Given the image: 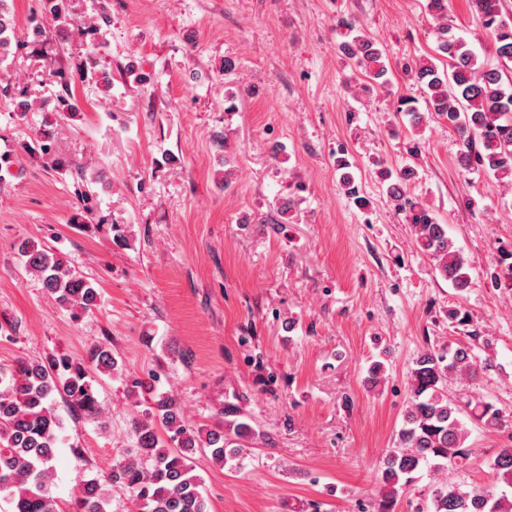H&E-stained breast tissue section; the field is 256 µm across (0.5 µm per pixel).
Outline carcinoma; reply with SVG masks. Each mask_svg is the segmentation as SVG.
Returning a JSON list of instances; mask_svg holds the SVG:
<instances>
[{
    "instance_id": "1",
    "label": "carcinoma",
    "mask_w": 512,
    "mask_h": 512,
    "mask_svg": "<svg viewBox=\"0 0 512 512\" xmlns=\"http://www.w3.org/2000/svg\"><path fill=\"white\" fill-rule=\"evenodd\" d=\"M445 2L428 0L427 4L431 15L440 21L438 51L445 68L416 60L406 64L405 70L427 89V110L446 118L457 134L460 168L512 179V22L504 18L500 0H469L471 9L483 19L485 37L491 40L497 57V65H485L464 40L441 23ZM49 15L62 31L92 36L94 47L110 25L102 4L92 17L80 21L71 13L69 0H56ZM339 26L349 36L341 44L344 55L361 68L370 87L384 85L388 66L383 49L371 38L351 36L356 26L350 19L341 18ZM15 28L7 0H0V65L12 55ZM0 98L8 100L16 112L35 110L34 100L12 82H0ZM54 111L63 118L78 112L68 79L59 81ZM53 145L52 131L40 129L27 149L40 152L60 170L65 162L54 153ZM413 175L414 170L406 167L389 186L395 207L411 224L419 252L435 262L444 279L466 288L470 261L454 248L445 225L433 211L406 194L404 186ZM342 181L346 196L364 207L366 201L352 175L345 171ZM19 254L25 269L41 280L55 303L72 317L79 318L99 305L98 289L57 252L24 242ZM501 254L506 265L502 275L494 276L498 287L512 283V246L502 248ZM489 363L490 359H480L460 342L440 351L427 349L416 359L397 446L379 466L377 512H394L398 499L421 470L448 473L467 459L466 412L486 426L502 423V411L491 402L478 398L464 409L448 398V380L476 385ZM92 364L112 373L111 349L97 343L89 350L87 361L52 354L36 362L19 358L7 368L0 367V499L9 504V512H59L48 491L50 461L62 442L54 402L59 397L84 418L104 426L90 376ZM136 387L146 394L147 404L133 419L136 448L115 464L110 474L79 484V512H108L114 487L128 493L135 512H209L198 478L192 474L194 456L200 452L224 466L240 457L244 442L253 438L255 430L233 419L237 410L232 406L224 408V423L195 428L186 422L177 402L158 392L155 385L139 382ZM491 469L495 476L492 486L464 490L446 481L419 512H512V498L502 491L504 487L512 489V448L502 449Z\"/></svg>"
}]
</instances>
